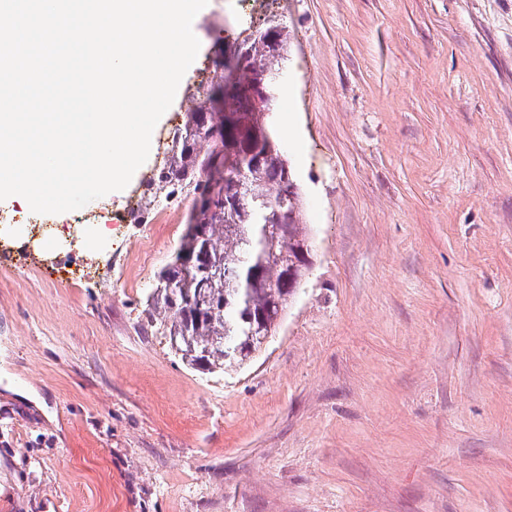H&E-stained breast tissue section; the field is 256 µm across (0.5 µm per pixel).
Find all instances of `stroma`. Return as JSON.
Listing matches in <instances>:
<instances>
[{
    "label": "stroma",
    "instance_id": "obj_1",
    "mask_svg": "<svg viewBox=\"0 0 512 512\" xmlns=\"http://www.w3.org/2000/svg\"><path fill=\"white\" fill-rule=\"evenodd\" d=\"M272 15L311 243L276 336L203 374L148 325L192 198L92 252L11 225L0 512H512V0H209L156 138Z\"/></svg>",
    "mask_w": 512,
    "mask_h": 512
}]
</instances>
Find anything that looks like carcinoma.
<instances>
[{
  "mask_svg": "<svg viewBox=\"0 0 512 512\" xmlns=\"http://www.w3.org/2000/svg\"><path fill=\"white\" fill-rule=\"evenodd\" d=\"M269 36L288 43L286 26L274 15L245 40L239 67L227 72L215 66L205 94L173 132L166 166L143 191L149 204L196 199L207 189L204 173L215 148L236 146L227 173L243 169L241 183L202 214L196 235H184L152 295L151 313L169 337L171 352L202 373L234 372L254 360L306 276L302 265L298 276L290 274L294 245L306 242L307 235L299 185L271 130L272 111L255 110L246 98L225 90L283 71L285 59L271 51ZM228 113L242 114L264 136L243 135L226 123ZM256 157L260 163L253 169Z\"/></svg>",
  "mask_w": 512,
  "mask_h": 512,
  "instance_id": "1",
  "label": "carcinoma"
}]
</instances>
